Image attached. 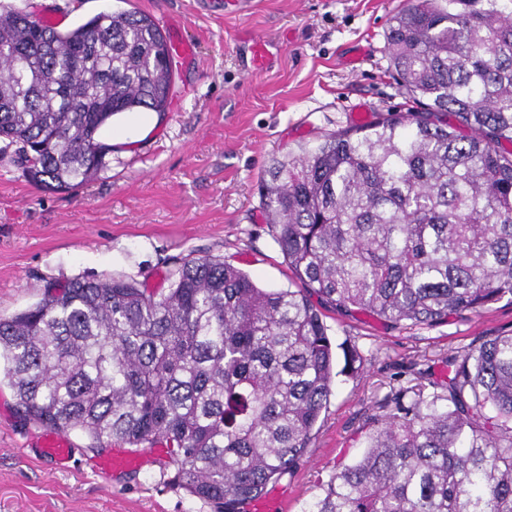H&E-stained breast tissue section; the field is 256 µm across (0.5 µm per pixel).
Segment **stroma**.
<instances>
[{
    "instance_id": "1",
    "label": "stroma",
    "mask_w": 512,
    "mask_h": 512,
    "mask_svg": "<svg viewBox=\"0 0 512 512\" xmlns=\"http://www.w3.org/2000/svg\"><path fill=\"white\" fill-rule=\"evenodd\" d=\"M224 2L0 0L32 14L64 13L68 27L100 12L141 11L195 53L176 66L168 111L114 117L105 165L84 185L43 190L0 155V317L36 304L48 283L74 277H131L158 291L187 256L224 259L264 288H300L260 204L264 171L272 157L357 129V107H368L371 123L416 111L386 43L391 18L411 0H247L236 13ZM256 37L273 53L259 74L248 68ZM321 312L333 340L358 354L356 371L336 378L300 464L267 487V512H304L320 479L360 453L397 391H439L449 358L512 334L506 299L433 326ZM39 431L0 383V512H217L170 485L174 467L166 462L103 486L94 453L76 434L67 468L45 464Z\"/></svg>"
}]
</instances>
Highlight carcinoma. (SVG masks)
Listing matches in <instances>:
<instances>
[{
    "mask_svg": "<svg viewBox=\"0 0 512 512\" xmlns=\"http://www.w3.org/2000/svg\"><path fill=\"white\" fill-rule=\"evenodd\" d=\"M414 0L386 32L422 111L275 158L262 205L303 288L266 290L215 257L175 263L157 293L72 279L0 317V362L25 419L169 448V483L224 512L302 460L338 375L317 308L433 325L512 301V9ZM174 70L143 13L61 31L0 6V153L66 191L104 166L123 112H164ZM450 113L454 126L443 120ZM445 394L402 391L362 454L304 512H512V334L448 359Z\"/></svg>",
    "mask_w": 512,
    "mask_h": 512,
    "instance_id": "obj_1",
    "label": "carcinoma"
}]
</instances>
